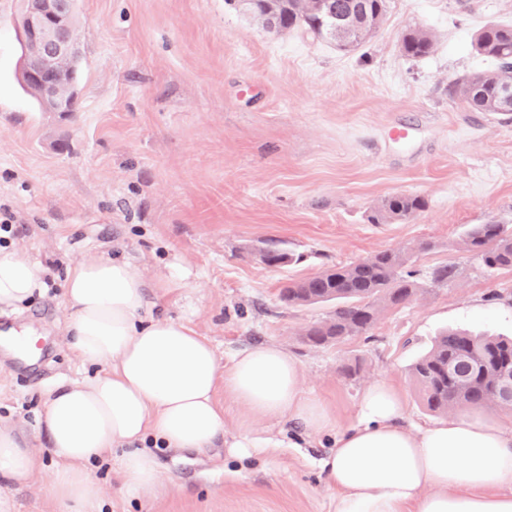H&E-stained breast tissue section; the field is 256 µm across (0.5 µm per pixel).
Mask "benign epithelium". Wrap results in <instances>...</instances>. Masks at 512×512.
Instances as JSON below:
<instances>
[{
	"mask_svg": "<svg viewBox=\"0 0 512 512\" xmlns=\"http://www.w3.org/2000/svg\"><path fill=\"white\" fill-rule=\"evenodd\" d=\"M75 0H24L22 39L32 49L26 78L50 112H68L77 97L75 82L80 63L74 24ZM504 409L512 408V375L498 380Z\"/></svg>",
	"mask_w": 512,
	"mask_h": 512,
	"instance_id": "benign-epithelium-1",
	"label": "benign epithelium"
}]
</instances>
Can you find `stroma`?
Returning a JSON list of instances; mask_svg holds the SVG:
<instances>
[{"label": "stroma", "instance_id": "35a3bbf8", "mask_svg": "<svg viewBox=\"0 0 512 512\" xmlns=\"http://www.w3.org/2000/svg\"><path fill=\"white\" fill-rule=\"evenodd\" d=\"M470 4L387 0L376 32L344 54L302 28L269 31L241 0H76L79 109L61 114L20 87L22 0H0V212L14 216L10 246L50 278L14 316L38 339L35 363L0 345V425L23 430L41 462L0 483V512H63L47 490L55 459L37 419L46 391L94 373L70 348L62 296L85 255L132 260L151 279L187 267L185 287L149 292L153 313L192 326L223 369L239 350L281 345L338 429L355 423L362 390L379 379L402 391L410 427L437 422L409 374L435 335L512 334V269L485 270L464 242L474 224L512 227V118L463 111L447 92L451 79L489 68L472 43L487 23L512 24V0ZM417 27L435 44L415 60L399 46ZM400 193L423 196L426 210L369 223ZM268 239L296 262L259 261ZM386 249L414 253L413 300L383 308L365 335L303 343L333 306L285 304L281 288ZM448 263L457 278L431 283L428 271ZM344 364L356 374H341ZM223 409L215 448L157 449L151 496L129 492L111 461L94 463L101 512H333L336 492L317 465L333 434ZM246 435L281 445L230 454Z\"/></svg>", "mask_w": 512, "mask_h": 512}]
</instances>
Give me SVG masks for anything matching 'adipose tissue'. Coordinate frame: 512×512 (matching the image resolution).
I'll use <instances>...</instances> for the list:
<instances>
[{
    "label": "adipose tissue",
    "mask_w": 512,
    "mask_h": 512,
    "mask_svg": "<svg viewBox=\"0 0 512 512\" xmlns=\"http://www.w3.org/2000/svg\"><path fill=\"white\" fill-rule=\"evenodd\" d=\"M184 279L178 272L151 284L140 266L105 255L69 269L62 288L71 348L100 372L49 390L38 420L58 460L50 492L65 512H99L102 490L88 465L115 448L128 488L144 496L161 479L155 453L141 446L146 438L170 450L212 448L224 436L220 390L255 416L335 432L318 462L336 491L334 512H512V429L461 414L411 430L401 391L377 380L360 396L356 424L336 432L329 406L303 388L297 360L280 345L239 352L223 370L193 327L153 315L148 286ZM45 291L44 268L0 246V314ZM37 465L26 434L0 427V479L25 478Z\"/></svg>",
    "instance_id": "1"
}]
</instances>
